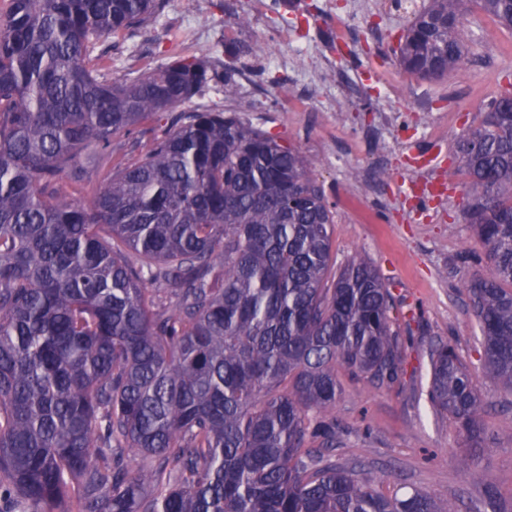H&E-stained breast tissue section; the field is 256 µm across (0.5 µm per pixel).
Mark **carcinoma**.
<instances>
[{
	"label": "carcinoma",
	"instance_id": "obj_1",
	"mask_svg": "<svg viewBox=\"0 0 512 512\" xmlns=\"http://www.w3.org/2000/svg\"><path fill=\"white\" fill-rule=\"evenodd\" d=\"M427 0L399 38L410 73L465 69L472 7ZM159 0H10L0 19V512H461L336 465L341 374L404 389L415 336L373 261L336 269L311 163L234 114L168 111L208 87L203 59L109 79L103 38ZM128 140L90 199L85 152ZM484 262L463 283L485 376L512 391V89L448 169ZM428 395L476 465L485 394L451 344Z\"/></svg>",
	"mask_w": 512,
	"mask_h": 512
}]
</instances>
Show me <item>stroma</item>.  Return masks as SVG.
I'll return each instance as SVG.
<instances>
[{"label":"stroma","mask_w":512,"mask_h":512,"mask_svg":"<svg viewBox=\"0 0 512 512\" xmlns=\"http://www.w3.org/2000/svg\"><path fill=\"white\" fill-rule=\"evenodd\" d=\"M353 6V0H296L289 6L264 0L256 19L250 0H163L144 27L101 45L111 50L117 78L165 66L175 53L207 57L215 71L247 78L248 88L231 96L223 83L211 82L192 107L237 113L311 160L313 178L335 206L337 265L366 254L402 300L404 313L423 314L428 322L409 358L412 386L397 392L346 384L336 402L343 434L334 460L363 463L389 490H421L441 503L460 497L468 512H485L491 496L512 503V392L483 380L491 438L469 470L455 462L462 435L427 397L431 344L450 343L474 374L482 372L483 337L462 288L475 269L459 260L474 245L464 216L469 178L456 176L457 193L445 206L420 211L407 158L435 152L438 175L452 165L474 116L512 77V31L473 10L463 25L467 68L430 80L405 72L393 55L406 17L367 14L350 56L326 87L284 107L279 84L296 85L308 69L300 47L329 43L327 15L347 18ZM417 85L429 92L427 109L415 103Z\"/></svg>","instance_id":"1"}]
</instances>
